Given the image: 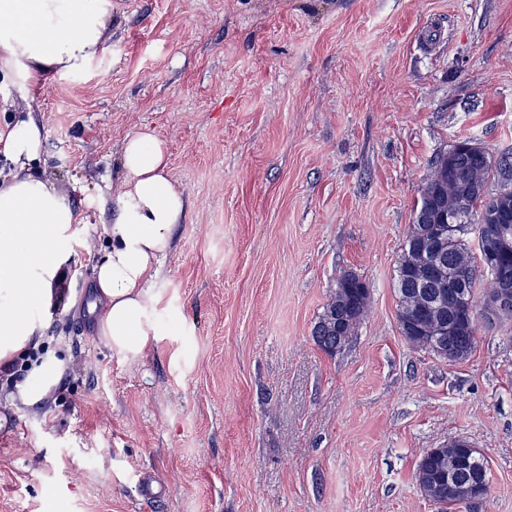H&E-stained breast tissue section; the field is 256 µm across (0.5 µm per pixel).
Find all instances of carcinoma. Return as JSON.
<instances>
[{
    "label": "carcinoma",
    "instance_id": "cac0c4a2",
    "mask_svg": "<svg viewBox=\"0 0 512 512\" xmlns=\"http://www.w3.org/2000/svg\"><path fill=\"white\" fill-rule=\"evenodd\" d=\"M492 169V161L488 152L480 148H461L455 157L454 169L448 171L453 175L458 171L465 175H471L482 183H487ZM484 204L483 200L475 197L470 205L463 208L457 222L448 228V245L442 253V266L451 273L461 270L466 277L461 282L448 284V288L436 282L430 288V292L444 291L456 299L448 300V320L456 325L448 341V349L451 355L448 362L468 358L474 350L477 342L478 326L471 325L469 318L463 316L467 301L476 300L475 294L481 280L487 281L483 295L497 291L503 284V280H512V254L503 258L501 268L493 272L481 265V261L473 256L467 236L475 232L480 224ZM411 236H406L399 259L395 279L394 292L398 298V323L406 340L417 349H424L419 329L429 327L431 315L423 313L418 317L409 314V291L414 284L415 275L411 266L412 254L407 252L411 248ZM368 303L359 300L345 289L338 288L323 307L312 330L311 337L315 344L328 354L334 353L336 344L346 343V335L354 333L355 328L361 323L367 314ZM487 474L486 460L476 449L464 441L454 440L444 448V456H423L418 462L415 480L420 490L428 489L432 492L437 486L446 481H451L448 493L467 484L475 475Z\"/></svg>",
    "mask_w": 512,
    "mask_h": 512
}]
</instances>
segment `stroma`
I'll use <instances>...</instances> for the list:
<instances>
[{
	"instance_id": "35a3bbf8",
	"label": "stroma",
	"mask_w": 512,
	"mask_h": 512,
	"mask_svg": "<svg viewBox=\"0 0 512 512\" xmlns=\"http://www.w3.org/2000/svg\"><path fill=\"white\" fill-rule=\"evenodd\" d=\"M4 98L86 247L46 330L48 401L0 375V512H434L414 473L456 439L490 487L459 512H512V319L479 311L451 364L405 340L394 293L435 155L512 156V0H112L102 52ZM145 126L188 206L161 333L128 359L96 335L93 274ZM346 271L367 316L328 354L311 329Z\"/></svg>"
}]
</instances>
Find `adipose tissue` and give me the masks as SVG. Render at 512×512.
Masks as SVG:
<instances>
[{
    "label": "adipose tissue",
    "instance_id": "ef3b65f1",
    "mask_svg": "<svg viewBox=\"0 0 512 512\" xmlns=\"http://www.w3.org/2000/svg\"><path fill=\"white\" fill-rule=\"evenodd\" d=\"M111 17L112 0H0V76L25 92L48 72L80 70L102 51ZM41 144L33 117L0 129V156L13 166L0 176V369L28 359L31 375L19 394L31 407L59 380L63 363L45 346L46 323L68 262L82 245L79 214L29 168ZM121 162L125 178L109 247L94 267L97 332L112 350L135 358L158 332L149 318L161 300L153 274L170 250L186 199L153 129L127 138Z\"/></svg>",
    "mask_w": 512,
    "mask_h": 512
}]
</instances>
